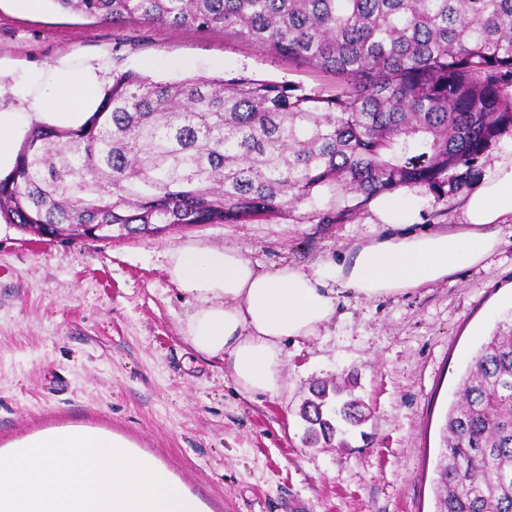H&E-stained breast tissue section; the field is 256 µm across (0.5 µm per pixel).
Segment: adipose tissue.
Here are the masks:
<instances>
[{
    "label": "adipose tissue",
    "instance_id": "ef3b65f1",
    "mask_svg": "<svg viewBox=\"0 0 512 512\" xmlns=\"http://www.w3.org/2000/svg\"><path fill=\"white\" fill-rule=\"evenodd\" d=\"M104 67L59 58L48 71L17 68L0 58V175L13 171L17 145L32 125L77 128L100 104ZM390 235L355 243L342 263L312 271L283 266L262 272L236 247L187 242L169 248L166 271L194 303L185 334L195 351L220 356L241 393L279 394L283 345L316 335L336 312L328 281L365 299L396 296L479 264L495 250V225L512 219V158L497 162L471 192L455 230L404 231L394 195L372 201Z\"/></svg>",
    "mask_w": 512,
    "mask_h": 512
}]
</instances>
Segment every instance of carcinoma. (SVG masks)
I'll return each instance as SVG.
<instances>
[{"label":"carcinoma","mask_w":512,"mask_h":512,"mask_svg":"<svg viewBox=\"0 0 512 512\" xmlns=\"http://www.w3.org/2000/svg\"><path fill=\"white\" fill-rule=\"evenodd\" d=\"M54 2L114 26L229 30L322 87L121 74L87 125L32 127L0 180V213L38 237L337 224L386 193L442 198L512 132V0ZM310 393L307 443L344 447L343 425L365 421L364 404L335 382ZM458 395L434 512H512V327L483 344Z\"/></svg>","instance_id":"carcinoma-1"}]
</instances>
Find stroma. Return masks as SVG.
Listing matches in <instances>:
<instances>
[{
  "instance_id": "1",
  "label": "stroma",
  "mask_w": 512,
  "mask_h": 512,
  "mask_svg": "<svg viewBox=\"0 0 512 512\" xmlns=\"http://www.w3.org/2000/svg\"><path fill=\"white\" fill-rule=\"evenodd\" d=\"M96 59L104 82L234 76L317 87L315 74L216 29L122 26L57 9L0 10V56L45 69ZM470 186L435 203L401 192L413 231L461 224ZM481 264L408 293L364 299L334 283L336 315L287 343L276 396L239 393L220 357L183 334L193 312L164 252L238 246L259 269L312 270L384 236L370 207L337 224L271 218L174 228L156 237L47 241L0 216V448L50 429L96 428L152 456L207 512H433L434 467L458 384L480 346L512 322V221ZM352 377L368 419L345 448L306 447L313 382Z\"/></svg>"
}]
</instances>
